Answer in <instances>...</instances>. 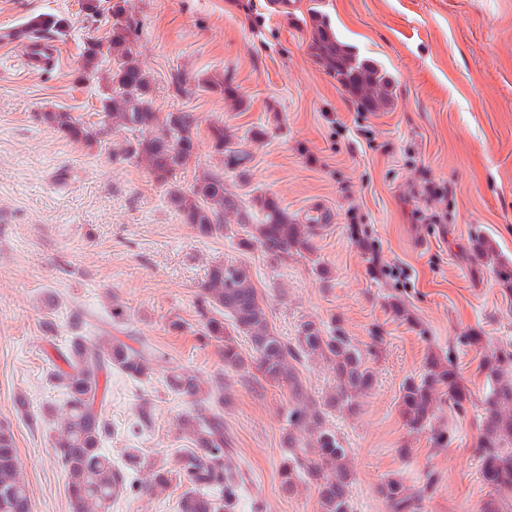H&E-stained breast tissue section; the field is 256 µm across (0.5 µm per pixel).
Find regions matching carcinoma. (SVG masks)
Masks as SVG:
<instances>
[{
  "label": "carcinoma",
  "mask_w": 512,
  "mask_h": 512,
  "mask_svg": "<svg viewBox=\"0 0 512 512\" xmlns=\"http://www.w3.org/2000/svg\"><path fill=\"white\" fill-rule=\"evenodd\" d=\"M65 21L67 17L61 14H38L7 31L5 37L28 39L49 34L61 38L69 35L63 29ZM107 24L106 48H101L98 40L87 42L80 69L82 79L93 81L103 63H109L106 82L101 86L100 109L87 118L62 111L39 112L35 118L70 141L88 147L104 142L112 124L125 128L129 136L121 150L110 153L112 162L145 164L181 222L190 225L201 238L224 235V215L233 213L240 216V247L256 246L276 261L312 253L314 237L324 225L294 223L279 201L266 195L256 198L261 220L253 224L240 197L226 192L224 174L245 177L251 156L224 122L216 121L207 129L216 169L187 188L179 185L178 173L196 154L198 129L194 119L189 112L163 114L155 110L151 76L131 49L138 23L129 0L113 2ZM311 49L362 108L373 111L389 105L391 80L387 72L359 58L326 22L318 20L314 24ZM192 84L216 95H234V90L222 81L186 74L177 77L175 90L186 93ZM197 313L201 338L222 345L224 367L253 371L255 377L286 385L291 391L279 466L282 490L294 493L299 486L310 485L321 512H351L353 473L348 451L336 432L325 426V411L336 407L355 409L358 395L372 389L374 373L342 325L333 320L324 328L311 321L302 325L292 342L277 336L253 285L250 268L234 262L210 268L200 286ZM233 331L248 338L250 356L243 355L231 335ZM313 356L329 361L336 378V390L320 406L308 397L296 368L302 359ZM483 367L496 386L483 401L477 453L481 481L495 496L482 503L480 512H500L496 494L512 492V416L502 412V408L512 405V383L502 381L512 367V344L485 356ZM158 368L170 390L195 405L194 413L179 423L193 451L173 469L164 462H151L141 490L160 496L175 480L187 487L180 502L181 512H235L244 477L240 470L224 463L232 440L224 431L223 390L204 391L199 376L165 361L145 340L131 344L108 335L89 342L79 331L65 347L56 348V362L50 373L51 385L63 394L54 420L52 448L66 478L73 512H111L113 501L134 491L139 481L136 470L144 466V457L140 449L127 448L125 463L112 465V458L102 448L112 435L103 402L110 390L112 371L139 381ZM440 396L448 397L459 412L473 404V393L459 382L458 367L448 354L430 355L423 373L407 378L400 393V413L408 432H426L429 441L442 448L451 435L448 429L434 425L435 403ZM435 483L430 475L418 490L409 493L400 480L388 478L380 485L379 494L389 512H421ZM0 512H32L13 433L2 424Z\"/></svg>",
  "instance_id": "cac0c4a2"
}]
</instances>
